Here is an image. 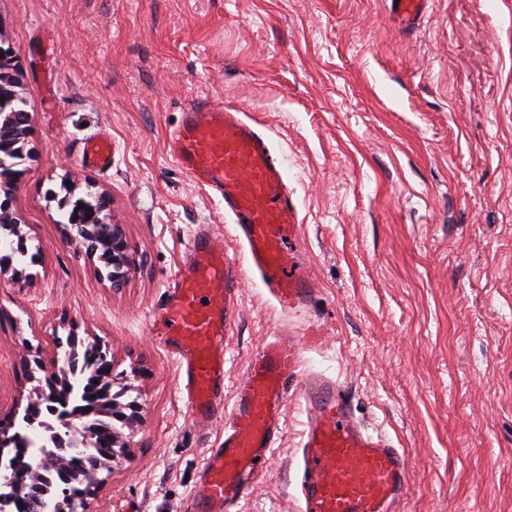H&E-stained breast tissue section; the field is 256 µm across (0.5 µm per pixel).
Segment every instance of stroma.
I'll list each match as a JSON object with an SVG mask.
<instances>
[{
    "label": "stroma",
    "mask_w": 512,
    "mask_h": 512,
    "mask_svg": "<svg viewBox=\"0 0 512 512\" xmlns=\"http://www.w3.org/2000/svg\"><path fill=\"white\" fill-rule=\"evenodd\" d=\"M22 69L32 161L12 193L30 252L0 278V417L23 413L27 352L101 344L142 422L89 512H185L262 342L295 325L245 276L224 338L222 412L199 423L150 315L199 227L244 265L224 204L178 169L169 134L208 99L262 126L302 224L327 336L302 369L404 451L401 512H512V0H0ZM107 135L112 167L80 159ZM107 195L136 262L113 289L59 224L53 191ZM303 399L238 512H301ZM426 3V0H391V11L404 24L413 25L423 17Z\"/></svg>",
    "instance_id": "stroma-1"
}]
</instances>
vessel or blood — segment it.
Listing matches in <instances>:
<instances>
[{"instance_id": "b4317fda", "label": "vessel or blood", "mask_w": 512, "mask_h": 512, "mask_svg": "<svg viewBox=\"0 0 512 512\" xmlns=\"http://www.w3.org/2000/svg\"><path fill=\"white\" fill-rule=\"evenodd\" d=\"M425 4L391 0V11L413 25ZM169 153L193 182L223 202L247 262L243 268L231 262L213 246L209 231L195 234L151 316L156 335L177 357L183 400L206 422L224 387V336L244 274L256 277L289 316L308 312L315 288L299 253L288 248L300 234L298 209L281 161L256 122L233 106L194 103L183 110ZM81 161L110 167V139L86 142ZM321 342L320 324L307 319L298 335L278 334L256 349L235 386L224 445L211 452L188 512H237L265 468L291 394L304 400L308 412L299 484L303 512H398L408 479L404 454L357 423L335 383L301 377L303 349Z\"/></svg>"}]
</instances>
